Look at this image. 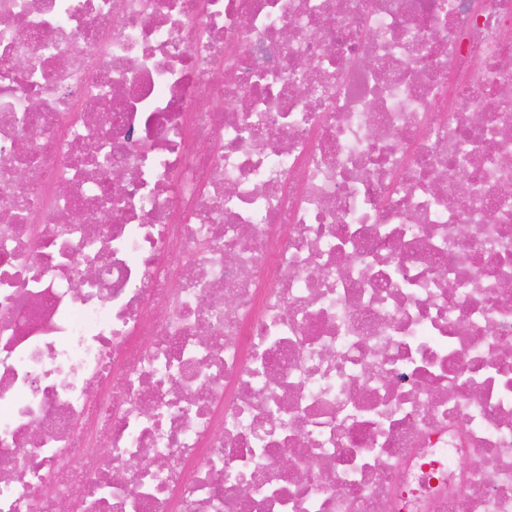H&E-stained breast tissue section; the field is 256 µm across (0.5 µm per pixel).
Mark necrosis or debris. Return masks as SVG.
<instances>
[{"instance_id":"obj_1","label":"necrosis or debris","mask_w":512,"mask_h":512,"mask_svg":"<svg viewBox=\"0 0 512 512\" xmlns=\"http://www.w3.org/2000/svg\"><path fill=\"white\" fill-rule=\"evenodd\" d=\"M61 498L512 512V0H0V512Z\"/></svg>"}]
</instances>
